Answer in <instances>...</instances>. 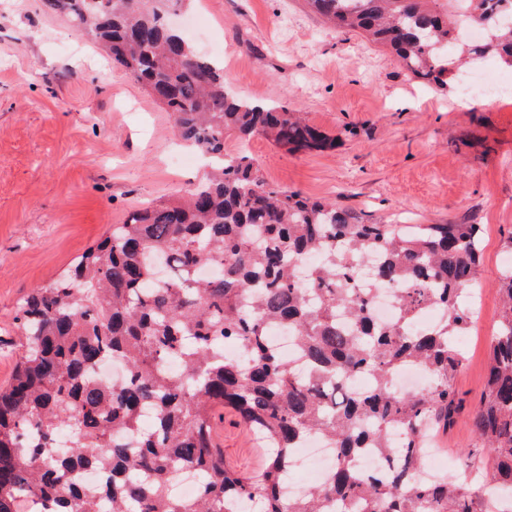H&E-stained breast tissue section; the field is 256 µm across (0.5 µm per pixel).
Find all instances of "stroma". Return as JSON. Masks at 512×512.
<instances>
[{
	"label": "stroma",
	"instance_id": "stroma-1",
	"mask_svg": "<svg viewBox=\"0 0 512 512\" xmlns=\"http://www.w3.org/2000/svg\"><path fill=\"white\" fill-rule=\"evenodd\" d=\"M187 14L200 21L192 43L223 61L232 93L301 110L336 138L321 154L254 139L247 151L267 183L369 223L482 226L479 302L454 381L474 403L512 239V97L453 107L448 91L421 86L384 47L329 28L304 0H192ZM202 175L170 113L99 44L40 0H0V386L22 354L23 298L111 225ZM217 429L229 463L263 467V448L234 415ZM473 443L462 416L437 451L461 475Z\"/></svg>",
	"mask_w": 512,
	"mask_h": 512
}]
</instances>
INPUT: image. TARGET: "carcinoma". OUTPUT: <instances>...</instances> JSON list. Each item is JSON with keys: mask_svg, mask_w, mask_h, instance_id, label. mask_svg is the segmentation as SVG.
<instances>
[{"mask_svg": "<svg viewBox=\"0 0 512 512\" xmlns=\"http://www.w3.org/2000/svg\"><path fill=\"white\" fill-rule=\"evenodd\" d=\"M185 0H43L103 45L112 65L141 83L171 114L179 136L209 172L195 187L114 224L57 279L20 305L26 349L0 387V512H498L512 497V239L498 276L500 313L477 402L457 397L467 334L465 304L478 286V224L366 223L352 211L267 184L253 157L224 152V137H260L293 153H324L336 138L302 113L231 96L224 66L171 31L167 14ZM340 32L385 47L419 83L440 90L463 69L492 57L512 68V0H467L478 45L440 8L444 0H306ZM372 264L374 287L358 288L356 267ZM210 265L207 280L196 271ZM398 291L390 322L374 313L378 292ZM443 309L426 330L419 314ZM287 330L304 363L298 373L268 340ZM125 366L120 382L97 376L101 363ZM406 364L429 384L398 390ZM359 375L370 388L344 383ZM231 410L268 448L263 468L244 475L224 462L215 420ZM466 413L477 439L471 456L491 458L490 478L415 483L436 430ZM402 430V446L388 442ZM71 433L67 450L60 433ZM326 438L334 465L295 499L283 496L292 455ZM382 456L377 472L357 461ZM199 476L197 494L177 496L170 473ZM102 475L96 495L77 481Z\"/></svg>", "mask_w": 512, "mask_h": 512, "instance_id": "cac0c4a2", "label": "carcinoma"}]
</instances>
